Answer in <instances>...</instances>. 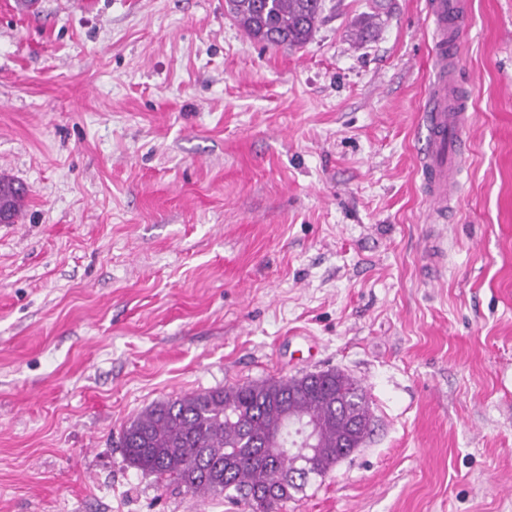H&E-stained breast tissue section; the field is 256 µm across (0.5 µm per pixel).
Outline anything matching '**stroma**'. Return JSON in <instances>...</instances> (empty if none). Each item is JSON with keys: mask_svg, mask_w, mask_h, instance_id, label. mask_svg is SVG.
<instances>
[{"mask_svg": "<svg viewBox=\"0 0 512 512\" xmlns=\"http://www.w3.org/2000/svg\"><path fill=\"white\" fill-rule=\"evenodd\" d=\"M427 0L0 5V512H243L130 467L151 404L337 369L374 432L280 512H512V0H467L470 154L431 222ZM322 0H227V13L246 35L271 46H301L322 13ZM26 193L25 188L8 178L7 176L0 175V212L9 214L8 222L15 219L23 208L18 200Z\"/></svg>", "mask_w": 512, "mask_h": 512, "instance_id": "1", "label": "stroma"}]
</instances>
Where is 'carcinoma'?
<instances>
[{
    "label": "carcinoma",
    "instance_id": "1",
    "mask_svg": "<svg viewBox=\"0 0 512 512\" xmlns=\"http://www.w3.org/2000/svg\"><path fill=\"white\" fill-rule=\"evenodd\" d=\"M227 13L246 35L271 46L308 42L322 0H226ZM25 188L0 175V212L12 221ZM316 431L310 456L271 452L288 447L289 426ZM372 412L363 388L335 371L265 379L155 403L123 431L128 463L173 479L203 498L222 496L249 512H278L314 478L325 477L344 439L363 443Z\"/></svg>",
    "mask_w": 512,
    "mask_h": 512
}]
</instances>
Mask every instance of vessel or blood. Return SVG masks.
I'll list each match as a JSON object with an SVG mask.
<instances>
[{"label": "vessel or blood", "instance_id": "b4317fda", "mask_svg": "<svg viewBox=\"0 0 512 512\" xmlns=\"http://www.w3.org/2000/svg\"><path fill=\"white\" fill-rule=\"evenodd\" d=\"M428 16L434 22L437 81L420 114L427 133L420 171L430 202V219L436 222L445 219L456 199L462 162L469 149L464 135L470 122L468 102L460 92L450 89L458 67L453 32L465 26L468 11L464 0H430Z\"/></svg>", "mask_w": 512, "mask_h": 512}]
</instances>
